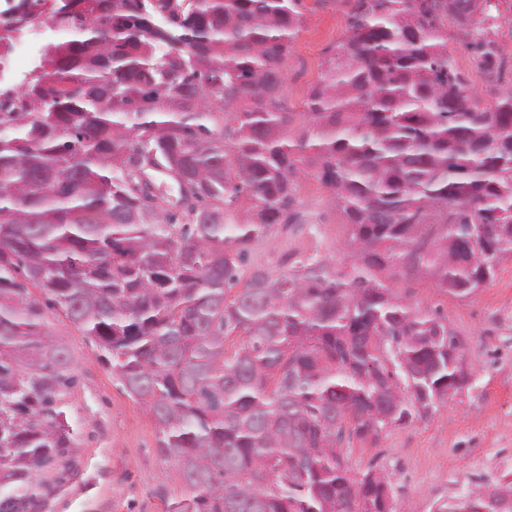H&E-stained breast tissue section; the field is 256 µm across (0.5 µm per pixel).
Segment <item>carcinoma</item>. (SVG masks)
Segmentation results:
<instances>
[{
  "mask_svg": "<svg viewBox=\"0 0 512 512\" xmlns=\"http://www.w3.org/2000/svg\"><path fill=\"white\" fill-rule=\"evenodd\" d=\"M497 2L348 0L292 138L300 0H18L1 24L65 37L0 96V512H44L75 452L39 293L152 417L188 490L170 512H395L388 478L351 476L338 444L466 383L448 323L375 270L468 298L512 258V88L475 105L445 30L495 26ZM472 47L499 71L494 40ZM304 175L350 227L346 269L315 254L242 277L254 239L302 223ZM503 487L437 512H512Z\"/></svg>",
  "mask_w": 512,
  "mask_h": 512,
  "instance_id": "cac0c4a2",
  "label": "carcinoma"
}]
</instances>
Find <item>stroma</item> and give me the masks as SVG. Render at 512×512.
Wrapping results in <instances>:
<instances>
[{"mask_svg": "<svg viewBox=\"0 0 512 512\" xmlns=\"http://www.w3.org/2000/svg\"><path fill=\"white\" fill-rule=\"evenodd\" d=\"M299 10L303 22L285 62V93L294 112L303 111L327 49L344 36L348 5L346 0H301ZM499 12L492 30L448 29V52L483 107L512 86V0H499ZM485 36L511 64L495 77L480 69L470 48ZM297 198L303 223L275 229L253 243L244 271H289L314 254L344 264L350 229L332 190L305 176ZM379 278L412 306L447 321L464 346L471 379L425 418L388 429L374 442L343 440L340 448L353 475L372 471L388 478L395 512H435L456 492L502 482L503 467L512 462V259H504L496 279L466 299L446 294L430 280L403 276L396 266ZM51 324L73 363L75 382L64 410L79 468L58 485L47 512H169L186 491L176 464L156 452L151 416L101 362L89 337L63 316Z\"/></svg>", "mask_w": 512, "mask_h": 512, "instance_id": "obj_1", "label": "stroma"}]
</instances>
